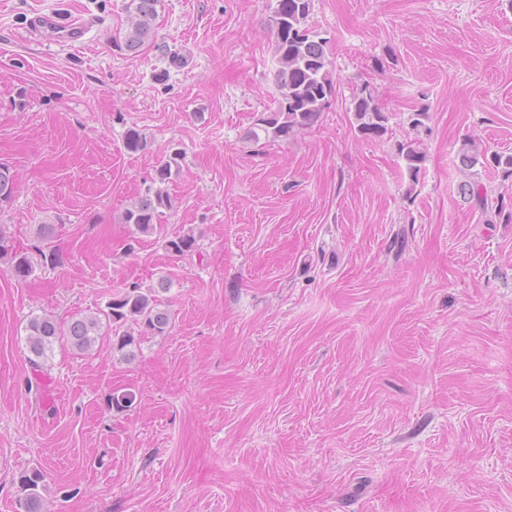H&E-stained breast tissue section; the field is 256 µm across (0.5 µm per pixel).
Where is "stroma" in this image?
I'll return each instance as SVG.
<instances>
[{"label":"stroma","instance_id":"obj_1","mask_svg":"<svg viewBox=\"0 0 512 512\" xmlns=\"http://www.w3.org/2000/svg\"><path fill=\"white\" fill-rule=\"evenodd\" d=\"M127 3L0 0V232L57 227L54 266L0 269V512L32 468L44 512H512V223L464 201L458 155L512 153V0H312L335 92L275 143L245 137L278 97L275 0H159L132 55ZM50 12L85 41L31 28ZM366 85L376 138L350 110ZM176 150L174 207L136 233L123 212ZM162 277L166 335L130 361L108 332L55 347L29 392L30 317ZM350 110L354 114L358 130L362 135L380 137L387 131L388 116L367 85L353 95ZM398 155L405 162L406 168L412 178H417L421 164L424 161V155L415 140H406L398 143ZM166 248L179 256L191 255L198 249L197 238L190 232H178L168 237Z\"/></svg>","mask_w":512,"mask_h":512}]
</instances>
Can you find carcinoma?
Here are the masks:
<instances>
[{
	"label": "carcinoma",
	"instance_id": "1",
	"mask_svg": "<svg viewBox=\"0 0 512 512\" xmlns=\"http://www.w3.org/2000/svg\"><path fill=\"white\" fill-rule=\"evenodd\" d=\"M158 0H130L128 11L130 22L124 37V49L136 54L154 35L153 21ZM311 0H276L273 10L272 28L275 35L279 67L275 72V82L279 90L277 108L247 132L250 141L264 139L268 142L283 141L297 131L313 126L321 118L328 98L334 93L333 82L328 75L330 64L326 42L315 39L305 27L310 11ZM358 130L366 137H380L386 131L388 116L382 110L378 99L364 87L353 95L350 101ZM125 146L131 152L142 151L147 146L146 138L135 128L125 134ZM398 155L405 162L412 178H417L424 155L415 140L398 143ZM181 152L175 151L155 169L152 179L155 187L130 202L122 220L134 226L142 235L154 234L163 211L173 208L171 196L162 185L170 180L172 166L178 165ZM486 153L475 141L462 145L460 162L463 169L475 168ZM15 189L14 178L8 167L0 165V200L9 199ZM463 199L469 205L484 213L512 222V209L506 210L504 200L492 202L484 184L469 178L460 186ZM166 248L179 256L197 251V238L190 232H178L168 237ZM39 259L16 248L0 232V263L6 265L11 275L19 282H25L35 275L36 269L52 265L55 252L51 247L38 249ZM168 289V281L162 279L158 287L144 289L133 284L112 295L107 309L92 314H81L70 323L62 325L54 318L43 315L33 316L25 326L28 361L34 371H43V366L57 342L67 340L71 350L77 355L89 353L98 342L102 319L114 325H127V329L112 336V351L130 360L135 348L145 336H163L167 333L171 318L167 310L161 308L159 293ZM46 488V475L39 468L25 471L19 478L20 495L17 502L22 512H43V491Z\"/></svg>",
	"mask_w": 512,
	"mask_h": 512
}]
</instances>
